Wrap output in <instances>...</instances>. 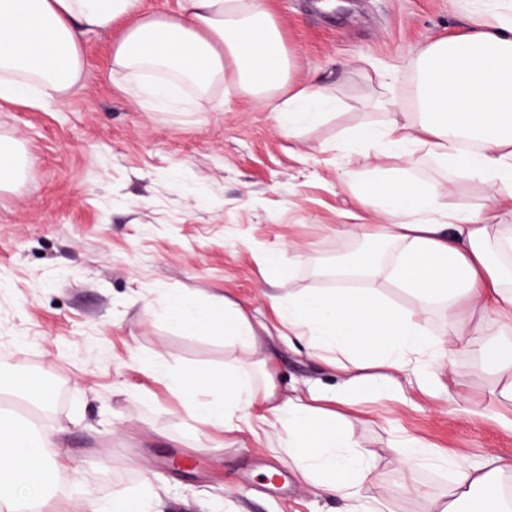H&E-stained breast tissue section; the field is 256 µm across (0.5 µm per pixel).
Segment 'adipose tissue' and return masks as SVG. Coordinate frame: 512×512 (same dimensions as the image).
Here are the masks:
<instances>
[{
    "label": "adipose tissue",
    "instance_id": "1",
    "mask_svg": "<svg viewBox=\"0 0 512 512\" xmlns=\"http://www.w3.org/2000/svg\"><path fill=\"white\" fill-rule=\"evenodd\" d=\"M469 31L440 38L421 52L410 107L380 101L388 115L380 125L349 129L348 141L372 157L368 177L355 190L376 223L357 225L355 236L385 243L384 258H364L357 288H328L271 296L282 334L316 353L342 354L343 374L333 393L281 396L275 372L261 365V383L231 372L209 376L184 371L171 381L186 413L225 433L260 421L277 437V451L340 512H385L367 500L380 483L370 457L355 438V424L330 411L389 399L413 376L430 383L447 374L460 387L451 359L469 351L512 400V270L491 261L512 253V225L496 223L512 212V0H473ZM126 20L114 46L112 72L123 77L153 73L145 90L163 107L198 102L232 66L242 88L274 112L282 128L318 123L335 99L317 83L292 85L288 50L263 0H179L177 13L145 12L142 0H0V101L46 109L77 84L84 68L86 33ZM419 117L406 122V112ZM429 146L438 166L480 181L488 206L477 213L446 209L447 190L411 179L405 169L417 146ZM399 284L413 309H390L376 287L379 278ZM466 300L479 322L452 321L447 340L431 338L420 323L432 307L455 310ZM171 320L182 330L223 329L230 340L254 349L260 337L231 301L177 305ZM212 392L203 401L200 391ZM56 434L39 433L32 421L0 424V506L7 512H41L43 487L60 480L48 450ZM453 498L427 496L426 512H512L502 486L512 460L488 466L456 463Z\"/></svg>",
    "mask_w": 512,
    "mask_h": 512
}]
</instances>
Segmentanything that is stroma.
<instances>
[{"label": "stroma", "mask_w": 512, "mask_h": 512, "mask_svg": "<svg viewBox=\"0 0 512 512\" xmlns=\"http://www.w3.org/2000/svg\"><path fill=\"white\" fill-rule=\"evenodd\" d=\"M264 3L294 82L321 81L336 99L318 125L287 133L230 68L203 109L149 108L131 80L112 76L120 22L86 36L82 80L62 104L0 101V137L26 158L19 183L0 191V372L64 392L41 425L59 434L52 456L68 482L50 488L43 512H94L119 493L144 494L147 512H336L265 437L192 420L170 379L226 365L254 375L262 355L281 395L341 384L335 367L280 336L265 257L279 249L293 261L279 295L339 288L318 268L354 247L352 225L375 221L351 188L367 162L346 150V133L385 122L377 100L408 98L420 51L468 31L469 0ZM408 173L447 187L449 207L488 204L482 183L441 169L428 147ZM214 295L245 312L259 353L169 319V305ZM473 365L467 353L453 357L465 388L443 375L431 391L346 408L388 512H424L425 494L448 493L454 480L452 468L425 465L420 494L401 492L400 436L474 464L512 457V434L493 420L512 403ZM459 404L467 414H455ZM273 466L288 473L283 490L265 482Z\"/></svg>", "instance_id": "35a3bbf8"}]
</instances>
